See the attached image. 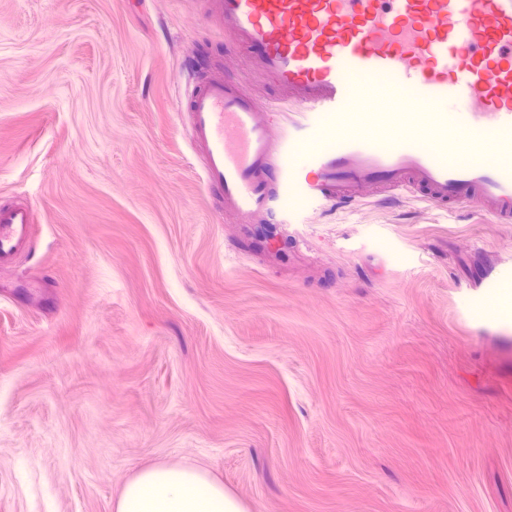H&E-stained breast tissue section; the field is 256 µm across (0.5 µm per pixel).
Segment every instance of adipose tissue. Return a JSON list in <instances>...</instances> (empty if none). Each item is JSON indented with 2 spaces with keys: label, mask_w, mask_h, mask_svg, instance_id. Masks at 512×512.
<instances>
[{
  "label": "adipose tissue",
  "mask_w": 512,
  "mask_h": 512,
  "mask_svg": "<svg viewBox=\"0 0 512 512\" xmlns=\"http://www.w3.org/2000/svg\"><path fill=\"white\" fill-rule=\"evenodd\" d=\"M114 512H246L209 470L159 461L122 487Z\"/></svg>",
  "instance_id": "obj_1"
}]
</instances>
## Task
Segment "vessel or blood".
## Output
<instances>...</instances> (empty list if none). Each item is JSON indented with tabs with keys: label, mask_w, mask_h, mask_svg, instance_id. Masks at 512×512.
<instances>
[{
	"label": "vessel or blood",
	"mask_w": 512,
	"mask_h": 512,
	"mask_svg": "<svg viewBox=\"0 0 512 512\" xmlns=\"http://www.w3.org/2000/svg\"><path fill=\"white\" fill-rule=\"evenodd\" d=\"M213 10L295 107L285 136L243 83L197 82L188 123L226 210L271 224L291 196L343 207L407 189L512 223V0H214ZM33 222L30 207H0V261Z\"/></svg>",
	"instance_id": "1"
}]
</instances>
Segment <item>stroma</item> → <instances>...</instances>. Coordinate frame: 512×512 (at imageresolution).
I'll return each instance as SVG.
<instances>
[{
    "instance_id": "obj_1",
    "label": "stroma",
    "mask_w": 512,
    "mask_h": 512,
    "mask_svg": "<svg viewBox=\"0 0 512 512\" xmlns=\"http://www.w3.org/2000/svg\"><path fill=\"white\" fill-rule=\"evenodd\" d=\"M204 76L265 111L211 0H0V512H113L159 461L247 512H512V224L399 191L262 238L203 182ZM34 224V211L29 206L0 207V261L8 259L28 236Z\"/></svg>"
}]
</instances>
